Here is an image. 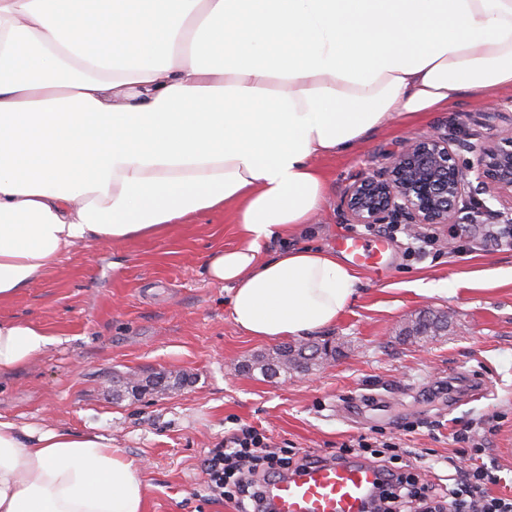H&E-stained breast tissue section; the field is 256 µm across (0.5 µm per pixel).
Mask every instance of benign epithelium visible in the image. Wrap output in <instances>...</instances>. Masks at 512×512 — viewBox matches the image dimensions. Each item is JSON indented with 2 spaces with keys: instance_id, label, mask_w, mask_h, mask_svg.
<instances>
[{
  "instance_id": "1",
  "label": "benign epithelium",
  "mask_w": 512,
  "mask_h": 512,
  "mask_svg": "<svg viewBox=\"0 0 512 512\" xmlns=\"http://www.w3.org/2000/svg\"><path fill=\"white\" fill-rule=\"evenodd\" d=\"M449 135L433 128L407 141L372 175L349 185L343 204L356 224H448L468 202L471 213L485 209L487 194L502 206L497 216L512 223V130L467 139L464 162Z\"/></svg>"
}]
</instances>
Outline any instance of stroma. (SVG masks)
Segmentation results:
<instances>
[{
    "label": "stroma",
    "instance_id": "obj_1",
    "mask_svg": "<svg viewBox=\"0 0 512 512\" xmlns=\"http://www.w3.org/2000/svg\"><path fill=\"white\" fill-rule=\"evenodd\" d=\"M436 125L457 139L512 129V93L464 95L449 110L393 123L348 153L320 159L326 210L305 234L268 246L332 252L342 235L388 243V277L358 269L353 304L315 336L343 343L341 354L305 375L241 370L270 345L234 326L227 291L203 274L209 254L237 240L230 214L207 212L153 237L88 241L1 306V317L37 322L56 341L30 365L0 375V417L110 437L142 469L145 512H233L210 492L204 460L244 424L263 428L272 447L301 455H328L362 434L399 436L416 451L413 472L437 489L457 449L451 433L466 425L500 477L491 494L512 497V246L492 245L486 234L499 203L486 199L475 218L457 213L453 237L444 224L420 227L433 237L422 253L402 229L350 223L342 205L359 176ZM431 310L450 315L445 335L399 339L408 319ZM158 372L187 380L164 395L113 399V377ZM451 381L455 389L440 393ZM416 417L427 427L401 431Z\"/></svg>",
    "mask_w": 512,
    "mask_h": 512
}]
</instances>
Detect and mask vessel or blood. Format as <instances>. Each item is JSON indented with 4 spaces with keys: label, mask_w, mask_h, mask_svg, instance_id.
<instances>
[{
    "label": "vessel or blood",
    "mask_w": 512,
    "mask_h": 512,
    "mask_svg": "<svg viewBox=\"0 0 512 512\" xmlns=\"http://www.w3.org/2000/svg\"><path fill=\"white\" fill-rule=\"evenodd\" d=\"M337 247L356 266L386 273L383 241L346 235ZM379 480L378 469L367 464L319 463L275 480L266 488V501L270 512H362Z\"/></svg>",
    "instance_id": "vessel-or-blood-1"
}]
</instances>
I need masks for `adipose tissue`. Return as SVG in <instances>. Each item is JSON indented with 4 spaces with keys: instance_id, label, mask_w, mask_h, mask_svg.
<instances>
[{
    "instance_id": "adipose-tissue-1",
    "label": "adipose tissue",
    "mask_w": 512,
    "mask_h": 512,
    "mask_svg": "<svg viewBox=\"0 0 512 512\" xmlns=\"http://www.w3.org/2000/svg\"><path fill=\"white\" fill-rule=\"evenodd\" d=\"M512 92V0H0V306L88 240L232 210L209 281L258 339L336 324L359 278L267 245L316 223L318 159L463 94ZM54 341L0 317V374ZM111 439L0 418V512H143Z\"/></svg>"
}]
</instances>
